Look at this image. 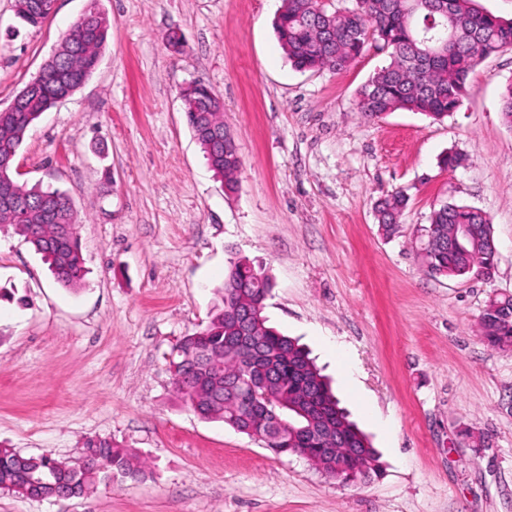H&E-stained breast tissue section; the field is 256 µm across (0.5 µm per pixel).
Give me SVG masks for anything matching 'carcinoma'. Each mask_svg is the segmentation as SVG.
Returning a JSON list of instances; mask_svg holds the SVG:
<instances>
[{"mask_svg":"<svg viewBox=\"0 0 512 512\" xmlns=\"http://www.w3.org/2000/svg\"><path fill=\"white\" fill-rule=\"evenodd\" d=\"M52 0H15L18 17L30 25L48 18ZM436 0H357L356 8L339 11L322 0H283L275 30L292 67L299 71H342L372 44L389 54V63L377 70L357 92V110L379 118L388 112L408 110L441 120L457 111L469 91V75L490 55L512 50V19H504L476 7L475 0H452V21L457 41L426 52L428 41L445 36L441 18L434 12ZM108 21L100 12L83 14V23L73 24L70 36L50 57L32 90L19 108L0 111V180L13 178L12 165L29 127L56 105L58 97L74 92L78 83L95 69L108 34ZM187 122L212 169L224 187L233 190L241 169L237 146L224 151L210 148L208 128L224 130V105L206 90L195 89L182 97ZM501 116L512 128V83L501 95ZM22 200L18 207L0 209V224L12 226L43 255L59 282L69 288L82 285L85 276L82 245L76 230L71 200L58 189H42L15 183ZM408 198L395 191L377 204L378 221L388 235L397 227ZM472 224L474 231L465 249L448 245L453 225ZM428 229L443 243L419 252L425 270L432 275L461 276L467 268L489 276L495 265L490 247L491 224L473 208L445 202L430 215ZM272 288L270 276L255 269L248 260L232 262L220 288L221 305L200 331L182 337L172 347L169 366L173 384L183 401L196 407L203 419L222 421L241 433H249L253 421L246 410L208 396L198 382H208L217 391L226 380L241 376L246 360L226 346L234 324L224 317L225 303H262ZM483 338L492 346L512 347V297L501 294L490 299L481 319ZM254 342L274 362L276 379L270 395L275 414L289 424L284 430L269 425L266 447L278 453L307 459L312 465L342 483L364 481L381 468L380 455L369 437L349 420L339 406L327 378L295 338L270 327L267 319L256 326ZM224 365V376L207 378L203 372L211 359ZM85 448H98L105 470L92 462L69 463L50 455H24L0 447V490L22 496L14 483L19 465H24L33 482L68 487L81 497L94 491L105 479H137L144 467L127 448L107 439L89 440Z\"/></svg>","mask_w":512,"mask_h":512,"instance_id":"obj_1","label":"carcinoma"}]
</instances>
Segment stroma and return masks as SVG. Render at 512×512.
Here are the masks:
<instances>
[{
    "mask_svg": "<svg viewBox=\"0 0 512 512\" xmlns=\"http://www.w3.org/2000/svg\"><path fill=\"white\" fill-rule=\"evenodd\" d=\"M91 8L109 22L99 64L31 127L14 173L67 193L88 274L62 286L0 227V446L70 460L109 439L145 475L70 499L0 491V512H512V348L479 326L512 293V51L475 68L447 118L370 119L357 92L387 54L296 70L273 28L279 0H55L35 27L0 0V110ZM194 81L224 102L236 191L186 123ZM450 150L465 165L440 169ZM396 189L409 204L386 236L374 206ZM445 201L489 220L490 276L423 268L417 240ZM239 258L271 277L270 325L309 347L378 449L369 481L274 454L175 390L171 349L208 323Z\"/></svg>",
    "mask_w": 512,
    "mask_h": 512,
    "instance_id": "1",
    "label": "stroma"
}]
</instances>
